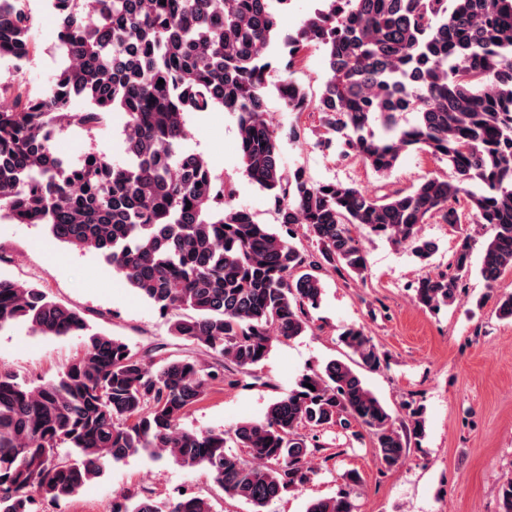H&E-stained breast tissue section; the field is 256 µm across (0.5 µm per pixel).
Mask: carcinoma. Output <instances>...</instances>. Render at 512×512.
Here are the masks:
<instances>
[{
    "mask_svg": "<svg viewBox=\"0 0 512 512\" xmlns=\"http://www.w3.org/2000/svg\"><path fill=\"white\" fill-rule=\"evenodd\" d=\"M319 2L287 39L280 66L291 73L315 45L329 76L316 99L283 79L288 110L321 114L325 137L317 145L353 154L378 174L413 151L450 174L382 195L316 182L301 169L283 174L265 89L288 0H53L63 19L51 88L35 92L18 79L12 104L0 106V219L44 224L57 240L100 253L161 314L175 313L173 339L211 361L167 343L135 349L41 286L0 276V328L23 321L42 336L84 345L47 381L0 369V512H37L40 500L69 499L140 451L203 467L227 496L267 512L311 481L309 460L329 428L356 438L366 430L387 470L422 436L420 412L398 424L366 386L359 369L377 370L385 358L356 325L340 334L350 362L332 359L302 374L262 418L230 432L181 427L214 383L255 375L274 339L310 328L326 267L363 276L355 226L427 264L437 245L421 225L459 224L468 214L493 231L479 267L487 288L512 272V0ZM33 28L23 12L0 24V58L34 55ZM217 106L237 114L247 177L270 193L278 223L301 226L314 251L232 205V191L207 162L181 149L189 137L184 114ZM113 112L125 116L123 164L96 153L66 164L54 152L60 117L92 132ZM407 113L413 120L402 126ZM471 255L466 235L449 263L453 272L419 279L418 302L432 311L452 305ZM354 509L345 493L313 500L306 512ZM112 512L213 507L200 496L127 492Z\"/></svg>",
    "mask_w": 512,
    "mask_h": 512,
    "instance_id": "1",
    "label": "carcinoma"
}]
</instances>
